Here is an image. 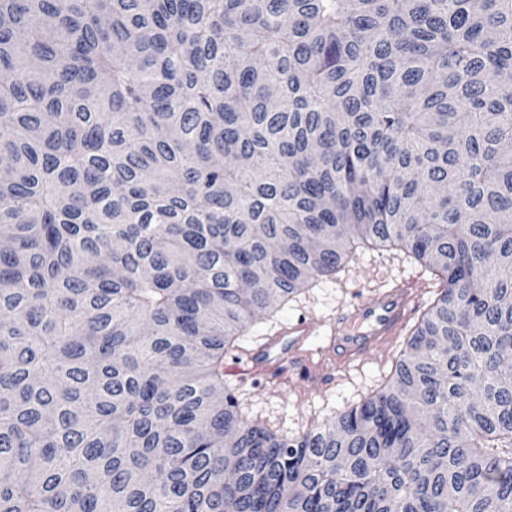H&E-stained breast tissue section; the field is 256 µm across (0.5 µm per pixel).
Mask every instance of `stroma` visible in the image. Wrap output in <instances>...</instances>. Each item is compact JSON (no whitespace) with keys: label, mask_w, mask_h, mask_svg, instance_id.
<instances>
[{"label":"stroma","mask_w":512,"mask_h":512,"mask_svg":"<svg viewBox=\"0 0 512 512\" xmlns=\"http://www.w3.org/2000/svg\"><path fill=\"white\" fill-rule=\"evenodd\" d=\"M396 284H413L418 295L403 332L381 350L304 375L291 368L276 379L261 373H231L288 326L304 317L313 333L323 332L354 303ZM438 277L410 254L396 248H361L339 273L322 278L294 296L273 316L250 325L224 356V380L234 391L242 413L274 432L293 436L358 405L382 388L423 314L436 299Z\"/></svg>","instance_id":"stroma-1"}]
</instances>
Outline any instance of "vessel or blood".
I'll return each mask as SVG.
<instances>
[{
  "instance_id": "1",
  "label": "vessel or blood",
  "mask_w": 512,
  "mask_h": 512,
  "mask_svg": "<svg viewBox=\"0 0 512 512\" xmlns=\"http://www.w3.org/2000/svg\"><path fill=\"white\" fill-rule=\"evenodd\" d=\"M413 300L408 287L397 285L363 301L332 324L325 338L324 354L340 363L391 340L403 329ZM309 336L306 323L291 325L286 336L271 341L251 357V370L274 376L284 373L289 360L302 354Z\"/></svg>"
}]
</instances>
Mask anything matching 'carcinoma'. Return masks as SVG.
Returning <instances> with one entry per match:
<instances>
[{
    "instance_id": "obj_1",
    "label": "carcinoma",
    "mask_w": 512,
    "mask_h": 512,
    "mask_svg": "<svg viewBox=\"0 0 512 512\" xmlns=\"http://www.w3.org/2000/svg\"><path fill=\"white\" fill-rule=\"evenodd\" d=\"M440 296L293 437L224 383L356 250ZM512 0H0V512H512Z\"/></svg>"
}]
</instances>
